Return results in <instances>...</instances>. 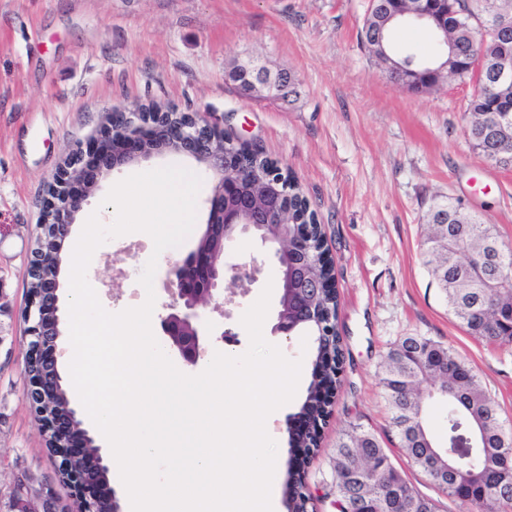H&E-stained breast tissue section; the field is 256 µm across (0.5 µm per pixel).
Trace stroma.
I'll return each mask as SVG.
<instances>
[{
    "mask_svg": "<svg viewBox=\"0 0 512 512\" xmlns=\"http://www.w3.org/2000/svg\"><path fill=\"white\" fill-rule=\"evenodd\" d=\"M369 0H0V485L26 474L54 482L56 465L26 402L27 258L47 186L68 153L100 131L108 112L156 102L210 114L230 139L250 140L296 176L321 224L339 292L337 330L344 358L341 388L303 467L314 512H336L325 486L339 434L359 425L381 440L394 465L441 512L459 506L404 455L378 385L383 355L403 336L421 334L452 347L478 375L512 434V343L470 336L448 304L424 256L426 216L451 197L490 224L512 247V170L484 159L466 135L474 85L451 79L417 93L393 83L360 43ZM257 60L288 72L297 94L284 101L247 97L228 80L236 61ZM196 163L162 155L101 179L85 206L97 211L116 182L136 169ZM152 254L143 232L100 246L87 278L102 306L117 313L141 305L146 293L132 266ZM261 260L257 283H225L233 341L206 344L204 370L215 352L241 355L249 336L244 311L275 275L270 250L246 240L230 263ZM265 339L302 359L294 399L270 424L277 443L274 480L284 485L289 419L300 409L312 358L300 336Z\"/></svg>",
    "mask_w": 512,
    "mask_h": 512,
    "instance_id": "obj_1",
    "label": "stroma"
}]
</instances>
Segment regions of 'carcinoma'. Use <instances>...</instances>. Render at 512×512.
Returning <instances> with one entry per match:
<instances>
[{
    "label": "carcinoma",
    "instance_id": "cac0c4a2",
    "mask_svg": "<svg viewBox=\"0 0 512 512\" xmlns=\"http://www.w3.org/2000/svg\"><path fill=\"white\" fill-rule=\"evenodd\" d=\"M462 12L454 33L460 56L457 61L459 79H467L472 49L493 56L499 46L493 31L474 30L472 17H481L489 8L512 15V0H456ZM380 4L370 5L360 30V40L381 64L400 61L403 51L390 41V29L396 21H388L380 13ZM470 101L467 136L476 142L478 115L493 117L506 103L501 94L486 83ZM289 203L294 213L308 212L309 202L297 183L288 180ZM435 215L444 216L451 230L448 242L427 238L426 252L439 258L432 274L445 292L448 307L467 333L492 342H512L509 319L489 327L484 316L493 304L512 303V251L500 249L498 261L479 276L462 253L463 244L473 247L487 239H497L493 228L468 218L460 206L448 200L438 204ZM325 322L336 329L338 301L325 297L321 302ZM343 361L341 336H316L313 344V373L307 397L299 416L312 421L319 431L329 414L331 396L340 385ZM456 368L461 382L440 378L443 363ZM379 385L388 403L391 425L400 439L406 456L450 498H458L461 490L467 505L473 509L492 507L512 512V435L507 434L494 401L486 393L472 369L451 347L427 336L410 334L395 342L381 363ZM433 402L446 404L444 442H437L428 427L429 407ZM454 454L452 466L437 465V457L445 450ZM330 464L332 482L328 495L339 512L355 505L352 512H438L434 500L417 493L395 467L381 441L370 431L352 426L343 431L332 449ZM305 477L288 473V502L293 512H307L311 500L305 490Z\"/></svg>",
    "mask_w": 512,
    "mask_h": 512
}]
</instances>
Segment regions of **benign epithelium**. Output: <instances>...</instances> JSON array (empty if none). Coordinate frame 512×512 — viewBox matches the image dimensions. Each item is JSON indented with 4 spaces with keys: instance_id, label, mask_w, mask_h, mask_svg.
Returning a JSON list of instances; mask_svg holds the SVG:
<instances>
[{
    "instance_id": "benign-epithelium-1",
    "label": "benign epithelium",
    "mask_w": 512,
    "mask_h": 512,
    "mask_svg": "<svg viewBox=\"0 0 512 512\" xmlns=\"http://www.w3.org/2000/svg\"><path fill=\"white\" fill-rule=\"evenodd\" d=\"M412 0L400 17L404 20L433 21L435 33L443 48V56L456 57L457 48L448 44V31L456 25V11L440 10L442 0ZM490 27L501 44L496 75L501 85L512 82V21L495 16L484 22L476 21V30ZM423 64L415 56L396 68L397 81L407 89L426 87L417 74ZM237 71L246 81L249 93L275 92L282 94L293 83L284 71L272 73L254 60L238 65ZM171 109L155 112H110L98 137L86 147H77L64 163L60 173L49 185L41 215L35 225L34 247L27 268L39 245L50 242L55 250L56 265L39 279L29 292L22 312L27 324V362L38 364L42 374H26L24 397L30 407L52 400L61 388V376L55 356L56 343L62 335L59 306L60 276L63 270L62 245L69 235L77 215L96 189L98 178L114 170L149 159L159 154H175L192 159L210 179L212 192L207 200V218L193 249L183 258L169 264L167 286L172 301L160 316L159 336L162 349L179 358L185 365L198 362L203 346L210 340L208 317L221 310L215 297L229 278L242 285L257 280L260 267L253 263L229 264L225 255L239 239L253 236L273 249V259L279 280V301L273 333L291 336L302 328H316L325 334L324 323L316 299L323 293L336 292L335 280H320L309 269L312 228L290 218L288 183L279 166L257 169L246 176L224 151V133L206 116L185 114L186 121L172 126L164 116ZM77 410L65 415L41 414L43 433L60 437L52 455L57 463L79 459L83 467L68 475L57 469L58 478L71 489V500L90 504L100 499H115V493H103L108 484L104 477L109 460L97 450L92 453L94 439L90 431L76 425ZM19 497L10 512H68L69 504L57 495L48 481L34 483L25 477L18 479Z\"/></svg>"
}]
</instances>
